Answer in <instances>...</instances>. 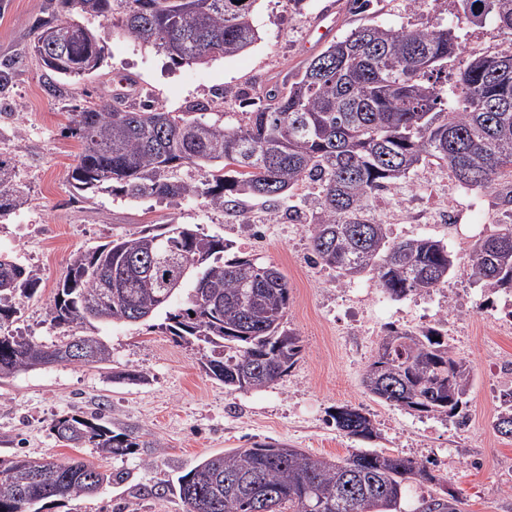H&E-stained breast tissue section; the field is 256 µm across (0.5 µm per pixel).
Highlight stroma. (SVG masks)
Segmentation results:
<instances>
[{
	"label": "stroma",
	"mask_w": 512,
	"mask_h": 512,
	"mask_svg": "<svg viewBox=\"0 0 512 512\" xmlns=\"http://www.w3.org/2000/svg\"><path fill=\"white\" fill-rule=\"evenodd\" d=\"M56 8L57 0H0V61L11 60L13 67L11 82L0 90V156L10 159L30 199L0 216V253L40 275L37 292L21 300L19 312L0 331L54 341L62 330L52 322L49 304L73 253L165 224H185L232 241L287 276L286 326L298 336L302 353L271 387L230 394L205 372L210 350L173 336L159 316L150 323L95 326L94 335L112 350L110 370L51 365L0 378V457L78 458L127 474L92 497L45 500L41 512H184L178 476L214 452L256 442H279L330 459L367 450L424 463L437 481L412 483L403 512H414L419 499L433 491L463 498L466 512H512V440L491 428L502 394L512 390L506 368L512 335L496 330L512 293L486 288L471 272L475 243L497 233L504 221L489 192L471 190L478 205L464 210L460 223H437L433 216L453 177L447 167L426 163L374 196L371 214L392 237L442 240L455 263L440 288L392 299L372 276L349 279L312 262L307 225L286 215L289 205L307 204L311 186L300 187L289 204L246 200L237 217L211 209L201 198L172 207L138 204L118 194H80L69 183L79 144L64 133L76 105L109 99L129 76L138 92L167 110L201 103L205 120L235 124L261 103L273 82L315 56L305 45L308 31L328 9L337 16L339 38L362 24L451 29L462 46L448 66L452 74L471 55L512 50V36L493 22L464 20L459 0H371L366 9L353 0H259L260 38L253 47L206 64L175 65L110 22L86 16L83 24L106 44L105 59L58 96L48 92L51 74L31 51L36 24ZM391 328H435L447 335L471 372L465 425L405 411L369 394L363 379ZM123 369L136 370L142 382L113 380L112 371ZM343 405L371 419L373 438L337 432L331 415ZM81 412L102 413L114 431L136 433L145 447L103 458L90 448L63 446L51 422ZM164 483L168 491L156 495Z\"/></svg>",
	"instance_id": "obj_1"
}]
</instances>
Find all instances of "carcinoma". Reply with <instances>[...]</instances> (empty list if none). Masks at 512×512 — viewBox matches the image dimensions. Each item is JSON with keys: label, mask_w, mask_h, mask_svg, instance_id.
<instances>
[{"label": "carcinoma", "mask_w": 512, "mask_h": 512, "mask_svg": "<svg viewBox=\"0 0 512 512\" xmlns=\"http://www.w3.org/2000/svg\"><path fill=\"white\" fill-rule=\"evenodd\" d=\"M258 0H59V9L36 29L65 30L66 51L46 70L65 80L82 77L85 62L104 59V46L77 9L165 54L175 65L204 64L235 56L258 40ZM471 23L492 20L512 36V0H460ZM461 45L448 28L393 29L362 25L332 42L297 72L275 83L262 105L235 125H218L184 112L145 104L89 103L67 126L80 152L70 177L75 188L120 194L131 202L179 204L203 198L234 215L245 198L293 196L306 182L319 191L308 213L290 218L311 225L313 261L343 277L368 273L392 298L427 292L448 282L454 259L431 237L396 240L370 212V199L409 177L425 162L446 166L461 185L491 192L494 206L512 215V52L474 54L456 75L453 98L440 75ZM28 195L14 168L0 157V216L23 208ZM232 245L180 224L159 234L118 238L73 254L50 304L56 326L77 332L96 321L133 324L165 312L166 328L183 340L219 350L208 375L229 391L267 388L297 363L298 337L285 327L289 288L284 273ZM473 275L486 287L512 292V225L475 244ZM0 321L15 313L13 300L29 297L37 273L0 255ZM193 283L184 308H173L183 285ZM87 353L66 364L99 368L112 362L99 336L78 335ZM7 334L0 340V377L64 347ZM364 377L374 397L404 410L466 420L470 371L436 329L394 328L382 339ZM453 377L454 391L445 382ZM494 428L512 440V392ZM336 428L368 439L369 417L351 406L336 408ZM52 431L70 448L125 456L146 442L116 433L98 412L61 416ZM281 445L218 452L178 479L186 512H257L250 487L270 494L269 512H398L406 485L436 481L423 463L358 450L344 459L315 458ZM0 512H39L45 499L92 495L125 480V473L84 460L0 458ZM462 499L424 498L416 512H462Z\"/></svg>", "instance_id": "cac0c4a2"}]
</instances>
